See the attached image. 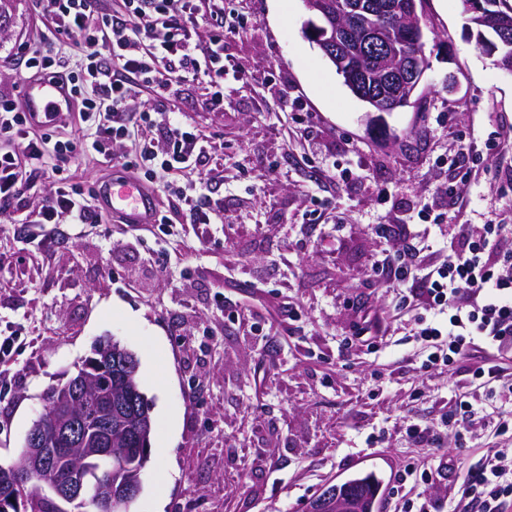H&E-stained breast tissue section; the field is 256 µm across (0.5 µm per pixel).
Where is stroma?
<instances>
[{
	"instance_id": "obj_1",
	"label": "stroma",
	"mask_w": 512,
	"mask_h": 512,
	"mask_svg": "<svg viewBox=\"0 0 512 512\" xmlns=\"http://www.w3.org/2000/svg\"><path fill=\"white\" fill-rule=\"evenodd\" d=\"M424 9L430 66L379 132L306 38L303 0H224V57L240 72L223 109L201 75L172 102L140 99L160 113L177 105L200 134L215 169L205 192L223 199V223L184 224L182 203L161 193L168 224H59V244L46 248L26 241L21 221L51 185L39 171L18 184L15 214L0 213V324L21 333L0 378L1 462L16 459L46 389L110 339L137 356L154 418L130 512H310L350 475L386 477L421 456L412 424L430 427L450 464L407 496L442 512L493 447L481 421L460 445L441 424L480 358L424 368L412 311L376 283L371 227L446 208L440 189L451 181L453 223L512 225V73L468 36L462 0ZM5 11L0 91L18 96L16 54L39 46L41 13L37 0ZM297 113L311 128L292 123ZM112 150L114 168L78 153L64 176L84 191L123 176L135 142ZM478 154V167L448 166Z\"/></svg>"
}]
</instances>
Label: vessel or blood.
<instances>
[{"mask_svg": "<svg viewBox=\"0 0 512 512\" xmlns=\"http://www.w3.org/2000/svg\"><path fill=\"white\" fill-rule=\"evenodd\" d=\"M21 105L33 120L57 121L72 109L71 85L62 76L32 77L23 87ZM102 206L106 214L121 215L138 224L154 220L152 195L143 185L128 178L122 179L119 186L107 188Z\"/></svg>", "mask_w": 512, "mask_h": 512, "instance_id": "1", "label": "vessel or blood"}]
</instances>
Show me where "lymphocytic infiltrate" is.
<instances>
[{"label":"lymphocytic infiltrate","instance_id":"f902f5d3","mask_svg":"<svg viewBox=\"0 0 512 512\" xmlns=\"http://www.w3.org/2000/svg\"><path fill=\"white\" fill-rule=\"evenodd\" d=\"M41 4L50 20L43 43L57 44L73 35L80 39L83 57L71 85L81 121L95 132L90 138L47 145L16 100L0 93V132L19 144L18 149L0 151L2 212L12 207L18 183L28 169L41 164L47 151L61 156L89 152L103 167H111L114 141L153 122L150 111L131 108L144 91L160 99L173 83L201 73L208 79L212 105L224 104L229 72L224 62V0H123L121 9L99 19L93 16L91 0ZM201 18L209 23L204 43L195 38ZM203 152L195 129L174 117L161 128L159 139H141L136 159L123 168L153 191L182 200L187 223L220 224L223 203L202 201L196 183L179 179L183 173L202 174ZM64 217L73 224L88 223L91 206L83 192L62 185L50 191L34 221L39 244H56L50 227ZM418 217L415 224L373 225L385 244L372 259L379 285L414 310V337L427 352L426 367L452 366L482 345L486 355L474 376L482 387L498 388L504 402L512 405V383L499 360L501 352L512 351V249L503 245L505 227L496 222L452 225L446 255L434 263L427 259L429 239L445 216L423 208ZM395 239L404 240L403 249H388ZM432 310L438 318L427 319ZM432 467L431 459L411 460L392 482L387 498L400 503V512H431L426 500L412 507L404 490L407 480L429 481ZM448 512H512V455L496 451L470 471L461 495L449 496Z\"/></svg>","mask_w":512,"mask_h":512}]
</instances>
